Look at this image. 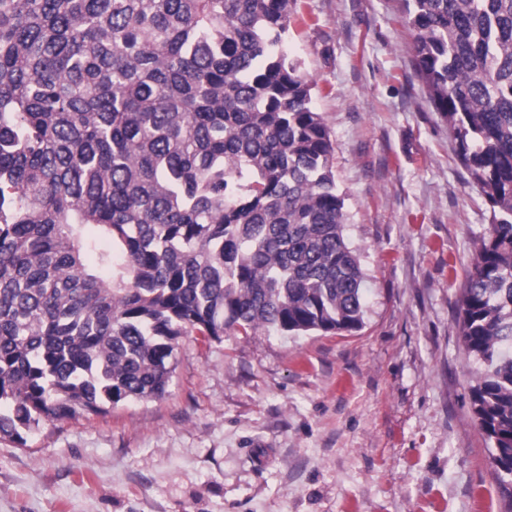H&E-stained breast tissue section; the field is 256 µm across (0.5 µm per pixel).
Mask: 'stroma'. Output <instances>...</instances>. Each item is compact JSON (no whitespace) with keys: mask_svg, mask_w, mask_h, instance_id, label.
Listing matches in <instances>:
<instances>
[{"mask_svg":"<svg viewBox=\"0 0 512 512\" xmlns=\"http://www.w3.org/2000/svg\"><path fill=\"white\" fill-rule=\"evenodd\" d=\"M399 0H296L365 275L355 332L181 337L166 396L0 437V512H507L460 300L491 220Z\"/></svg>","mask_w":512,"mask_h":512,"instance_id":"35a3bbf8","label":"stroma"}]
</instances>
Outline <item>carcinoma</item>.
I'll return each instance as SVG.
<instances>
[{
	"instance_id": "carcinoma-1",
	"label": "carcinoma",
	"mask_w": 512,
	"mask_h": 512,
	"mask_svg": "<svg viewBox=\"0 0 512 512\" xmlns=\"http://www.w3.org/2000/svg\"><path fill=\"white\" fill-rule=\"evenodd\" d=\"M294 4L0 0V436L164 397L183 336L362 328L333 142L288 51ZM402 7L491 208L460 323L512 498V0Z\"/></svg>"
}]
</instances>
